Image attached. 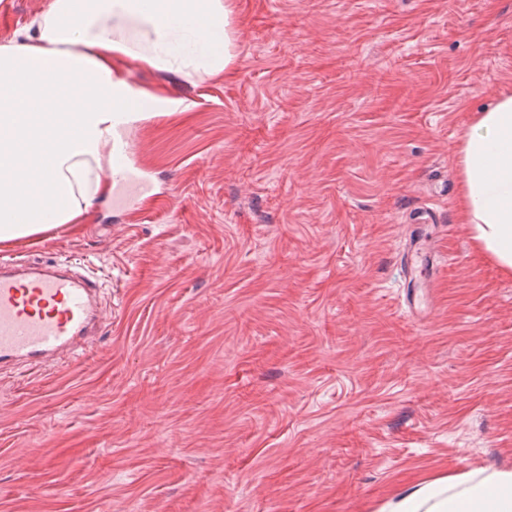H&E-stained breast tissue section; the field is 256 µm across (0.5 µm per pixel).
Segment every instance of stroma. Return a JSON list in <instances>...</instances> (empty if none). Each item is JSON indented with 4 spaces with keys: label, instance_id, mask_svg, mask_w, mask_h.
<instances>
[{
    "label": "stroma",
    "instance_id": "1",
    "mask_svg": "<svg viewBox=\"0 0 512 512\" xmlns=\"http://www.w3.org/2000/svg\"><path fill=\"white\" fill-rule=\"evenodd\" d=\"M47 2L0 0V45ZM234 2L224 75L120 61L179 102L128 132L124 208L0 246L102 309L89 359L0 373V512H378L512 470V273L455 160L512 92V0Z\"/></svg>",
    "mask_w": 512,
    "mask_h": 512
}]
</instances>
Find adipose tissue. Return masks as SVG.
I'll return each mask as SVG.
<instances>
[{
    "instance_id": "1",
    "label": "adipose tissue",
    "mask_w": 512,
    "mask_h": 512,
    "mask_svg": "<svg viewBox=\"0 0 512 512\" xmlns=\"http://www.w3.org/2000/svg\"><path fill=\"white\" fill-rule=\"evenodd\" d=\"M233 0H49L0 45V244L76 224L109 183L106 151L142 103L118 60L218 76L236 57ZM460 213L512 272V94L474 113L456 152ZM379 512H512V471L485 468L396 491Z\"/></svg>"
}]
</instances>
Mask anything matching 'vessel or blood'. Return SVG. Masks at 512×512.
I'll return each mask as SVG.
<instances>
[{
	"label": "vessel or blood",
	"instance_id": "obj_1",
	"mask_svg": "<svg viewBox=\"0 0 512 512\" xmlns=\"http://www.w3.org/2000/svg\"><path fill=\"white\" fill-rule=\"evenodd\" d=\"M99 285L71 261L0 262V370L83 357L97 334Z\"/></svg>",
	"mask_w": 512,
	"mask_h": 512
}]
</instances>
